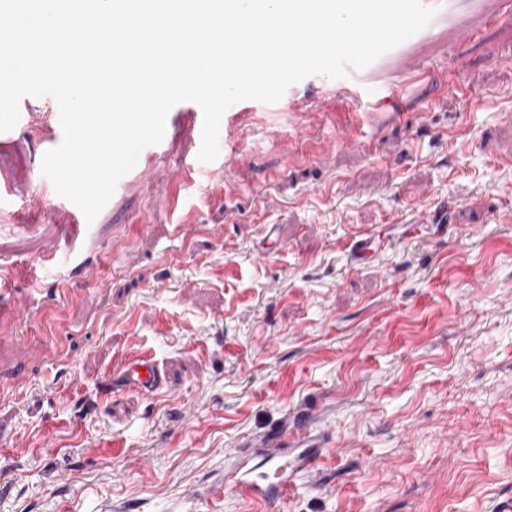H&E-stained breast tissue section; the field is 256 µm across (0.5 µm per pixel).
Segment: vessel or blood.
I'll use <instances>...</instances> for the list:
<instances>
[{
	"mask_svg": "<svg viewBox=\"0 0 512 512\" xmlns=\"http://www.w3.org/2000/svg\"><path fill=\"white\" fill-rule=\"evenodd\" d=\"M422 3L433 8L435 15L430 28L419 31V38L428 37L431 28L442 25L449 26L455 35L465 33L466 28L458 21L452 0H422ZM408 59L406 45H398L367 67L351 70L352 89L340 90L324 76L313 75L289 86L280 104L289 113L299 114L306 111L308 96L313 95L324 101L350 99L354 96V86L381 75H389L396 81L410 83L430 78L429 70L410 66ZM247 123L267 126L271 123V115L264 112L260 102L256 100L237 102L233 109L224 113L225 132H235ZM202 124V110L196 103L184 101L176 104L167 115L161 142L144 148V158L137 161L130 172L131 177L136 178L140 184H149L153 175L144 163L145 157L169 152L176 136L185 133L200 136ZM168 388L164 374L149 356L125 361L104 386L105 392L110 394L132 389L151 395ZM331 447L328 436L312 433L303 425L259 438L253 441L250 449L238 454L232 488L258 508L273 503L283 504L298 490L300 475L313 472Z\"/></svg>",
	"mask_w": 512,
	"mask_h": 512,
	"instance_id": "obj_1",
	"label": "vessel or blood"
}]
</instances>
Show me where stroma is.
I'll return each mask as SVG.
<instances>
[{
	"mask_svg": "<svg viewBox=\"0 0 512 512\" xmlns=\"http://www.w3.org/2000/svg\"><path fill=\"white\" fill-rule=\"evenodd\" d=\"M469 41L415 45L430 83L312 103L310 138L239 134L224 193L183 135L72 241L41 196L50 97L0 146V512H254L235 451L304 424L334 454L280 512H489L512 495V0H455ZM361 112L360 148L323 152L326 112ZM176 224L194 225L176 239ZM276 252L258 263L264 227ZM373 255L350 263L357 236ZM85 272H29L45 250ZM151 353L169 393L103 394Z\"/></svg>",
	"mask_w": 512,
	"mask_h": 512,
	"instance_id": "stroma-1",
	"label": "stroma"
}]
</instances>
